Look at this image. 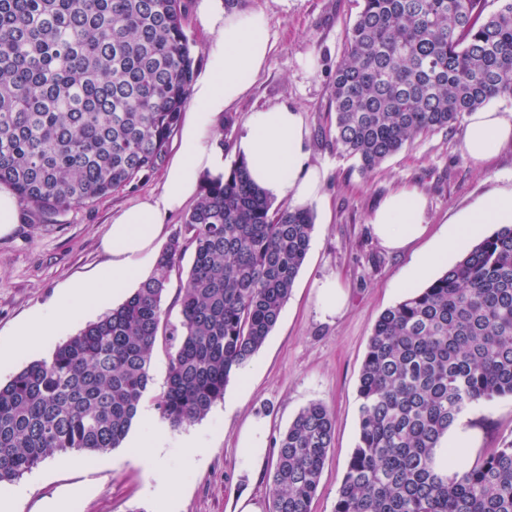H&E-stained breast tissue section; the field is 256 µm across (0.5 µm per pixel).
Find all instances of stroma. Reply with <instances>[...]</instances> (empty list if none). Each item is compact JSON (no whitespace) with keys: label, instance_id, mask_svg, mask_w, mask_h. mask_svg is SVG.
<instances>
[{"label":"stroma","instance_id":"35a3bbf8","mask_svg":"<svg viewBox=\"0 0 512 512\" xmlns=\"http://www.w3.org/2000/svg\"><path fill=\"white\" fill-rule=\"evenodd\" d=\"M239 10L265 15L271 50L264 72L231 109L233 132L241 134L257 108L284 103L301 110L310 161L325 172L327 199L312 208L310 250L278 323L230 380L223 399L202 420L173 428L159 418L150 430L137 421L129 436L147 442L154 432L163 434V461L180 487L179 512H235L237 497L246 490L259 504L267 502L265 481L249 487L239 478L237 441L246 420L265 418L268 436L275 439L304 406L323 403L334 415L335 430L312 512H333L358 438L359 376L373 327L384 309L406 296V281L422 288L441 275L438 267L419 278L413 270L449 221L476 208L491 189L512 186V146L486 163H473L463 151L459 125L422 135L373 172L361 173L354 159L336 148L330 108L333 75L358 0H242ZM404 186L426 197L427 230L406 248L390 250L375 237L369 219L385 195ZM161 190L162 173L155 170L141 174L135 187L62 213L51 223L21 206L14 232L0 238V342L31 310L52 304L60 285L103 273L108 257L101 241L113 213ZM328 279L345 294L343 310L333 317L318 305V289ZM458 425L467 433V460L488 454L512 440V397L481 403ZM188 434L203 455L196 469L184 462ZM90 460L87 468L50 459L25 474L18 481L25 493L16 512H45L56 499L63 500L66 512H160L146 465L134 458L132 448Z\"/></svg>","mask_w":512,"mask_h":512}]
</instances>
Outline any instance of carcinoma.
Instances as JSON below:
<instances>
[{"label": "carcinoma", "instance_id": "cac0c4a2", "mask_svg": "<svg viewBox=\"0 0 512 512\" xmlns=\"http://www.w3.org/2000/svg\"><path fill=\"white\" fill-rule=\"evenodd\" d=\"M497 8L486 12L487 2ZM186 0H0V185L49 222L161 166L194 81ZM336 64V149L369 173L431 131L512 98V0H362ZM312 211L273 207L235 161L207 179L152 274L120 305L0 384V483L70 450L118 448L150 391L158 339L178 427L223 399L276 326L311 245ZM181 330L163 298L188 249ZM512 397V224L386 308L359 378V434L334 512H512V442L448 474L459 417ZM311 402L275 440L269 512H311L331 448Z\"/></svg>", "mask_w": 512, "mask_h": 512}]
</instances>
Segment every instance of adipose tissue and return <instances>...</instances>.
I'll list each match as a JSON object with an SVG mask.
<instances>
[{
	"mask_svg": "<svg viewBox=\"0 0 512 512\" xmlns=\"http://www.w3.org/2000/svg\"><path fill=\"white\" fill-rule=\"evenodd\" d=\"M200 22L208 34L205 72L195 81L185 115L179 147L164 171L159 196L148 197L113 216L102 246L111 260L105 275L64 287L52 306L35 310L0 344V359L39 346L44 337L61 333L75 316L98 310L105 301L122 296L140 271L143 256L163 231L169 214L197 197L204 175H227V158L243 160L250 179L269 196L304 206L323 202L324 175L311 166L309 132L302 113L278 104L250 112L232 148L222 147L214 129L250 89L264 69L271 46L264 14L231 13L202 0ZM512 141V114L480 109L465 118L463 148L476 163L489 160ZM427 202L413 188L388 194L370 218L381 243L401 249L425 232ZM486 224H512V188L493 191L461 225L449 227L443 238L420 259L418 270L442 263L449 249L479 233ZM267 422L249 418L238 436L243 450L240 476L254 483L266 463Z\"/></svg>",
	"mask_w": 512,
	"mask_h": 512,
	"instance_id": "ef3b65f1",
	"label": "adipose tissue"
}]
</instances>
